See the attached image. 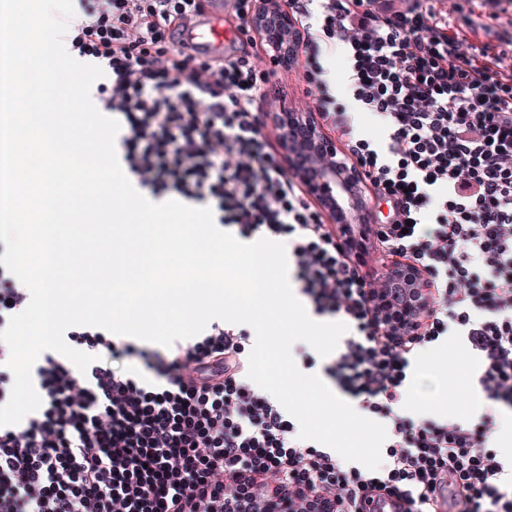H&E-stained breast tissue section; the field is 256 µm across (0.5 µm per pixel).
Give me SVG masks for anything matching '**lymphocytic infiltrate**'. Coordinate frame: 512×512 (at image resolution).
<instances>
[{
  "mask_svg": "<svg viewBox=\"0 0 512 512\" xmlns=\"http://www.w3.org/2000/svg\"><path fill=\"white\" fill-rule=\"evenodd\" d=\"M72 52L106 76L103 110L121 114L129 174L151 195L212 208L240 236L286 239L320 314L352 334L324 367L361 410L385 420V463L371 471L298 437L280 403L247 377L250 334L212 324L159 352L75 326L86 372L44 355L42 404L0 427V512H512V473L494 446L512 411V35L459 31L414 0H289L303 38L297 65L327 127L389 212L374 248L427 274L432 306L391 335L377 278L290 175L266 118L272 70L247 25L254 0H224L239 49L195 58L176 32L205 0H76ZM342 43L352 95L384 119L380 151L323 78L321 46ZM481 360L472 419L401 414L417 351L449 332ZM136 359L152 383L125 369Z\"/></svg>",
  "mask_w": 512,
  "mask_h": 512,
  "instance_id": "f902f5d3",
  "label": "lymphocytic infiltrate"
}]
</instances>
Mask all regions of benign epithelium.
Returning a JSON list of instances; mask_svg holds the SVG:
<instances>
[{
  "label": "benign epithelium",
  "mask_w": 512,
  "mask_h": 512,
  "mask_svg": "<svg viewBox=\"0 0 512 512\" xmlns=\"http://www.w3.org/2000/svg\"><path fill=\"white\" fill-rule=\"evenodd\" d=\"M248 25L252 32L272 48L277 65L293 66L299 27L285 0H255ZM274 127L283 153L291 158L305 156L306 166L291 168L295 178L306 183L312 195L319 184L331 181L337 194L319 202V209L331 224L358 223L359 200L365 189V175L353 162L338 156L336 141L330 138L315 112L297 107H282L274 113ZM379 281L384 288H396L409 310L419 313L427 303L428 285L417 267L399 257H387L381 264Z\"/></svg>",
  "instance_id": "obj_1"
}]
</instances>
